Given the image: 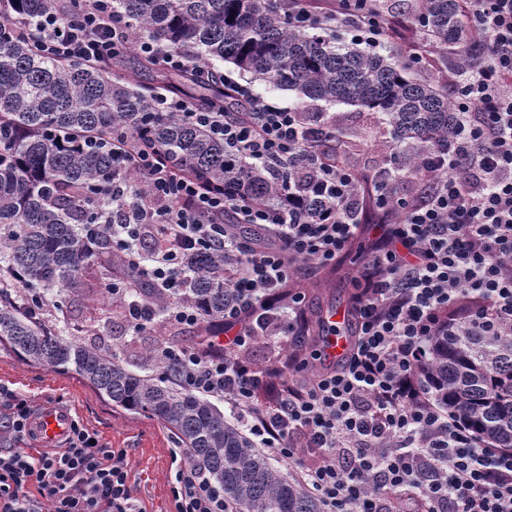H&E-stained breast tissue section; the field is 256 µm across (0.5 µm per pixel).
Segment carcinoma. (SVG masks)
Returning a JSON list of instances; mask_svg holds the SVG:
<instances>
[{"mask_svg": "<svg viewBox=\"0 0 512 512\" xmlns=\"http://www.w3.org/2000/svg\"><path fill=\"white\" fill-rule=\"evenodd\" d=\"M82 0H9L0 12V272L23 270L34 285L57 295L77 284L90 259L112 253L104 238L87 251L79 224L122 223L145 186L135 178L124 199L99 194L112 182V132L138 131L154 111L152 93L98 64L42 56L20 26L36 27L49 13L75 14ZM140 37L188 52L200 64L229 62L243 72L302 98L356 105L383 116L404 165L434 138L448 137L455 118L448 96L433 84L406 76L396 61L333 36L288 24L273 0H112ZM434 44L456 47L455 63L472 65L475 34L462 20L458 0H421L412 17ZM117 68L136 76L150 63L129 52ZM185 83L203 90L199 101L224 102V88L187 72ZM148 136L172 159L220 183L245 184L261 197L284 191V178L237 164L180 116L153 120ZM96 142L91 148L76 139ZM185 299L201 303L211 319L224 316V253L185 260ZM55 307L37 314L26 295L0 289V349L25 364L60 375L75 374L113 406L162 421L183 449V462L224 489L234 512H322L318 498L292 481L257 450L240 423L211 400L176 383L175 366L154 360L153 374L127 370L118 348L85 342L58 325ZM421 376L436 403L457 415L491 448L512 449V326L496 335L456 324L430 344Z\"/></svg>", "mask_w": 512, "mask_h": 512, "instance_id": "carcinoma-1", "label": "carcinoma"}]
</instances>
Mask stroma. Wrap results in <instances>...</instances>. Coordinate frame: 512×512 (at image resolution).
I'll list each match as a JSON object with an SVG mask.
<instances>
[{
    "label": "stroma",
    "instance_id": "obj_1",
    "mask_svg": "<svg viewBox=\"0 0 512 512\" xmlns=\"http://www.w3.org/2000/svg\"><path fill=\"white\" fill-rule=\"evenodd\" d=\"M251 86L258 95L281 105L297 106L305 112L329 113L345 133H358V147L348 164L363 176H371L386 156L390 135L380 114L347 104L302 102L294 92L271 90L259 80L252 81ZM355 261V255H348L333 269L330 286L322 295L309 294L308 279L295 282V290L306 295L310 321L319 320L333 308L349 309ZM60 303L67 312L69 324L81 326L84 340L99 337L112 341L121 347L125 366L141 375L151 370L145 359L146 350L162 344L189 346L195 333L193 327L171 323L134 333L124 316L113 308L112 296L103 286L94 297H85L75 290L63 295ZM0 386L27 398L34 408L59 405L69 409L74 419L97 433L108 447L126 452L129 483L139 512H175L172 480L177 464L171 450L177 441L160 420L115 409L79 377L28 366L3 349L0 350Z\"/></svg>",
    "mask_w": 512,
    "mask_h": 512
}]
</instances>
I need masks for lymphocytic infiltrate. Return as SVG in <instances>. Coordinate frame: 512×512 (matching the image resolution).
Instances as JSON below:
<instances>
[{"mask_svg":"<svg viewBox=\"0 0 512 512\" xmlns=\"http://www.w3.org/2000/svg\"><path fill=\"white\" fill-rule=\"evenodd\" d=\"M84 2L79 14H47L19 36L37 37L53 59L105 64L132 48L210 79L188 54L135 38L112 0ZM459 4L482 51L469 77L448 72L456 131L429 142L412 168L394 162L375 171L376 209L366 208L358 176L344 165L327 113L267 102L225 72L220 83L241 111L198 108L167 89L157 94L160 112L206 129L240 164L292 170L287 191L265 199L201 178L144 133L121 130L112 134L106 191L124 196L133 173L147 197L123 223L78 227L89 250L105 234L124 259L111 293L137 332L160 312L177 325L205 322L204 307L181 301L185 260L223 252L231 295L223 319L200 344L157 353L184 388L227 404L255 444L285 459L310 455L297 477L322 512H389L386 493L398 488L414 491L425 512H512V450L486 448L437 406L420 376L430 337L448 324L486 334L512 326V0ZM286 14L293 27L337 26L376 48L393 26L380 0L321 8L287 0ZM408 175L414 189L398 194ZM365 234L353 276L359 332L345 364L316 370L317 350L262 367L247 360L259 341L283 346L307 336L305 296L289 281L336 266ZM147 288L167 296L164 310ZM32 414L25 398L0 387V512H42L46 503L52 512H137L125 451L76 425L64 447L32 453L23 446ZM173 496L176 512H231L208 477L183 467Z\"/></svg>","mask_w":512,"mask_h":512,"instance_id":"obj_1","label":"lymphocytic infiltrate"}]
</instances>
